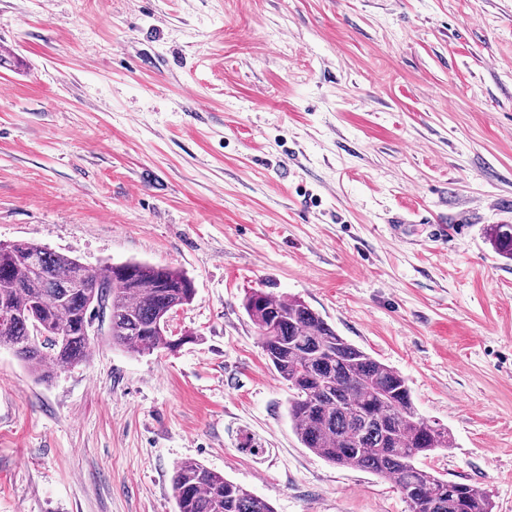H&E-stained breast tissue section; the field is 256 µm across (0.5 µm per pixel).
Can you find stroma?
<instances>
[{
	"mask_svg": "<svg viewBox=\"0 0 512 512\" xmlns=\"http://www.w3.org/2000/svg\"><path fill=\"white\" fill-rule=\"evenodd\" d=\"M512 0H0V244L194 281L175 353L0 348V512H176L193 460L275 512H408L302 448L246 292L297 297L512 512ZM488 240L499 257L512 261V224L489 225Z\"/></svg>",
	"mask_w": 512,
	"mask_h": 512,
	"instance_id": "obj_1",
	"label": "stroma"
}]
</instances>
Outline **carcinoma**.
I'll list each match as a JSON object with an SVG mask.
<instances>
[{"label":"carcinoma","mask_w":512,"mask_h":512,"mask_svg":"<svg viewBox=\"0 0 512 512\" xmlns=\"http://www.w3.org/2000/svg\"><path fill=\"white\" fill-rule=\"evenodd\" d=\"M488 240L512 261V224L489 225ZM193 280L169 265L127 261L91 268L41 245L0 244V347L12 350L41 381L52 368L87 360L95 337L133 354L178 351L198 340L176 336L169 321L193 302ZM243 307L276 376L288 385V416L300 445L328 462L391 481L409 512H493L488 492L444 478L425 464L453 447L448 429L418 413L405 377L340 336L296 298L262 290ZM176 512H274L266 500L195 461L175 465Z\"/></svg>","instance_id":"cac0c4a2"}]
</instances>
